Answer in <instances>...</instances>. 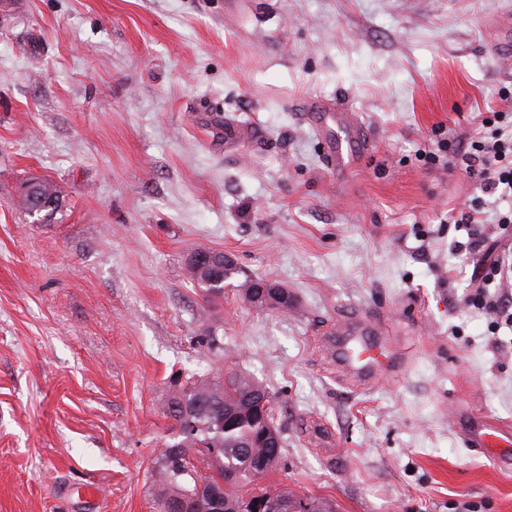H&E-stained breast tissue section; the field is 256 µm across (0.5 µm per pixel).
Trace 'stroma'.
<instances>
[{
  "mask_svg": "<svg viewBox=\"0 0 512 512\" xmlns=\"http://www.w3.org/2000/svg\"><path fill=\"white\" fill-rule=\"evenodd\" d=\"M512 0H14L0 14V512H158L175 374L230 364L275 395L266 479L335 512H512V466L456 407L512 426V321L467 302L476 230L512 210L449 168L499 110ZM343 104L371 149L337 176L306 119ZM54 180L33 223L19 182ZM479 211L476 227L459 221ZM284 285L290 313L213 299L197 248ZM381 323L360 386L326 344ZM212 344H204V334ZM48 181L51 182V185L55 192L61 193L60 188L57 186V184L55 182H53L52 180H50L42 175H39V174L30 175L29 177L24 179L22 182H20V184L18 185L17 192H16V199H17V201H21V200H24L27 198L30 201V203L33 205V206H31V209L29 210V212H31L32 215H34V212L37 209H39V211L41 212L45 209L46 206H49V205H44L43 202L34 201L33 197H32V193L34 191V187H33L34 184L39 183V182L44 183V182H48ZM60 199H61V202L58 203L56 206H55V204H52L51 206H54V207H50L49 209L41 212L40 214L36 213V218L39 220H43L42 223L52 222L55 219L58 211L60 210V208L62 206V197L56 198L57 201H60Z\"/></svg>",
  "mask_w": 512,
  "mask_h": 512,
  "instance_id": "1",
  "label": "stroma"
}]
</instances>
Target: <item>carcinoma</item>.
<instances>
[{"mask_svg": "<svg viewBox=\"0 0 512 512\" xmlns=\"http://www.w3.org/2000/svg\"><path fill=\"white\" fill-rule=\"evenodd\" d=\"M188 279L203 288L208 294L219 296L224 288L238 285L239 275L232 271L224 275V283L218 290L202 282L203 274L196 268L186 265ZM255 378L248 373L230 369L224 378H211L207 375L192 376L186 383L179 384L165 401L163 408L174 421L177 436L174 441L165 442L157 449L152 479L156 488L157 505L164 510L166 501L180 493H194L197 479L205 476L210 480L224 477V471L236 473V479L224 487V499L237 503L248 495L261 492L271 499H279L289 494L286 488L260 486L255 483L253 469L255 463L271 453L268 448L255 447V437L262 423L245 416L227 425L224 423V410L233 406L249 392ZM201 403L200 408L191 416L192 425L187 427L180 423L178 407L184 401ZM191 449L218 448L215 455L200 453L173 459V447Z\"/></svg>", "mask_w": 512, "mask_h": 512, "instance_id": "cac0c4a2", "label": "carcinoma"}]
</instances>
